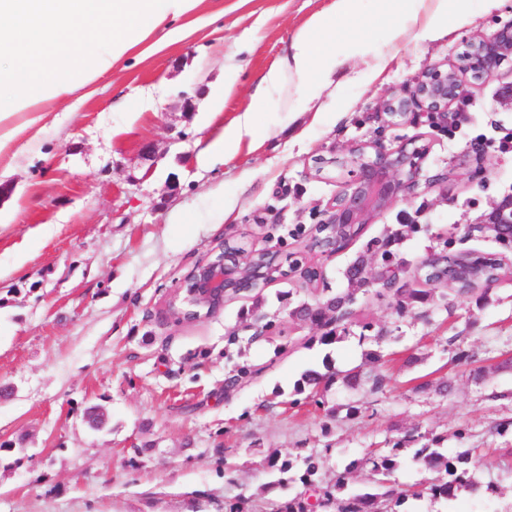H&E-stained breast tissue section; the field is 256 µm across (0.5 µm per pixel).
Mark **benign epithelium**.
<instances>
[{
  "label": "benign epithelium",
  "instance_id": "benign-epithelium-1",
  "mask_svg": "<svg viewBox=\"0 0 512 512\" xmlns=\"http://www.w3.org/2000/svg\"><path fill=\"white\" fill-rule=\"evenodd\" d=\"M511 59L512 23L467 42L466 49L448 68L427 70L415 80L410 98L391 97L382 103L381 110L402 117L410 104L415 103L428 112H446L452 104L466 99V78L489 79ZM419 155V150L410 151L405 145L387 150L366 142L324 160L336 172H347L349 179L340 182V190L325 209L320 232L314 235L312 246L321 249L327 241L331 250H340L342 242L336 241V228L346 225L358 229L408 192L415 185ZM506 227H512V195L493 204L481 222V229L493 236L496 230ZM254 257L255 254L239 248L229 251L219 246L180 285L179 315L184 318L212 314L223 307L224 301L246 291L251 284H267L279 278L266 267L255 265ZM493 282L483 267L471 264L468 259H457L441 271L433 270L429 286L457 288L462 284Z\"/></svg>",
  "mask_w": 512,
  "mask_h": 512
}]
</instances>
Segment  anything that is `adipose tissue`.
Returning a JSON list of instances; mask_svg holds the SVG:
<instances>
[{
    "label": "adipose tissue",
    "mask_w": 512,
    "mask_h": 512,
    "mask_svg": "<svg viewBox=\"0 0 512 512\" xmlns=\"http://www.w3.org/2000/svg\"><path fill=\"white\" fill-rule=\"evenodd\" d=\"M203 0H0V152L18 137L8 126L19 112L43 113L46 104L66 99L75 89L112 74L156 30L164 45L182 42L186 27L167 21L197 10ZM363 0H334L330 9L314 12L293 34L284 67L273 68L255 92L284 79L312 98L334 85L355 59L370 52L352 35L361 21ZM375 22L388 37L374 51L373 76H380L390 51L404 39L433 40L448 30L444 16L458 0H374Z\"/></svg>",
    "instance_id": "ef3b65f1"
}]
</instances>
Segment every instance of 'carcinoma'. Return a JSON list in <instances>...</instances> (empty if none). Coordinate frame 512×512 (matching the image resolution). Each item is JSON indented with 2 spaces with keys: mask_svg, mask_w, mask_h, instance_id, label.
<instances>
[{
  "mask_svg": "<svg viewBox=\"0 0 512 512\" xmlns=\"http://www.w3.org/2000/svg\"><path fill=\"white\" fill-rule=\"evenodd\" d=\"M436 293L435 288L394 289V295L397 297V314L402 316L407 313L408 303H425L433 299ZM353 300V294L348 292L315 304L304 302L295 307L291 315L300 321L324 328L325 332L320 336L319 341L324 345H330L340 340V337L336 336L338 319L335 318V313L352 304ZM335 377L336 373L330 370L325 373L308 370L298 380L296 390L299 392L307 388L314 390ZM343 379L352 388L367 385L373 393L384 391L389 384V378L385 374L369 375L359 366L345 371ZM399 451L400 448L395 446L388 454L367 459L371 464L372 474L377 476L379 491L359 493L347 491V477L344 472L337 473L336 480L332 483L324 486L316 485V477L322 468V462L312 454L301 458L302 466L296 478L290 475L293 469L292 461L278 457L270 458L268 465L279 474L280 482L288 483L297 480L312 491L310 497L302 492L288 499V502L278 508V512H313L315 509H329L331 512H402L400 507L409 495L397 490L391 480L400 465ZM413 461L425 469L435 470L440 474L437 482L427 488L428 493L434 498L452 499L460 488L478 490L473 471L479 466V459L473 455L470 448L454 454H445L438 448L423 446L415 451Z\"/></svg>",
  "mask_w": 512,
  "mask_h": 512,
  "instance_id": "cac0c4a2",
  "label": "carcinoma"
}]
</instances>
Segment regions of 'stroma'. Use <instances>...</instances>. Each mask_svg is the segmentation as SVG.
<instances>
[{"label": "stroma", "instance_id": "1", "mask_svg": "<svg viewBox=\"0 0 512 512\" xmlns=\"http://www.w3.org/2000/svg\"><path fill=\"white\" fill-rule=\"evenodd\" d=\"M332 3L206 0L209 22L185 41L129 56L38 123L27 112L10 118L24 131L0 153V386L13 389L0 399V512H225L238 496L244 512H276L303 487L278 485L271 453H318L321 482L347 469L359 490L369 457L396 445L393 480L413 493L405 512H512V248L476 227L512 195V153L491 148L512 133V107L496 99L512 63L469 87L456 134L416 106L398 121L379 110L466 41L511 23L512 0L473 7L438 40L400 43L380 77L352 62L318 103L286 82L255 106L256 84L293 33ZM227 84L223 112H206ZM124 98L136 111L117 109ZM248 110L257 145L206 162L209 144ZM360 141L424 148L417 184L342 250H310L339 189L338 174L317 176L315 161ZM227 238L321 275L309 286L293 272L213 314L175 315L181 282ZM386 248L407 267L403 288L432 254L502 267L482 297L447 286L401 316L392 292L344 275L360 257L375 267ZM350 288L339 342L321 344V327L290 314ZM367 324L383 342L363 340ZM242 364L252 378L226 388ZM327 365L338 378L295 392L305 371ZM356 366L386 373L389 388L347 387L341 374ZM92 406L106 415L102 429L84 418ZM427 444L476 449L481 493L422 495L437 474L411 457Z\"/></svg>", "mask_w": 512, "mask_h": 512}]
</instances>
